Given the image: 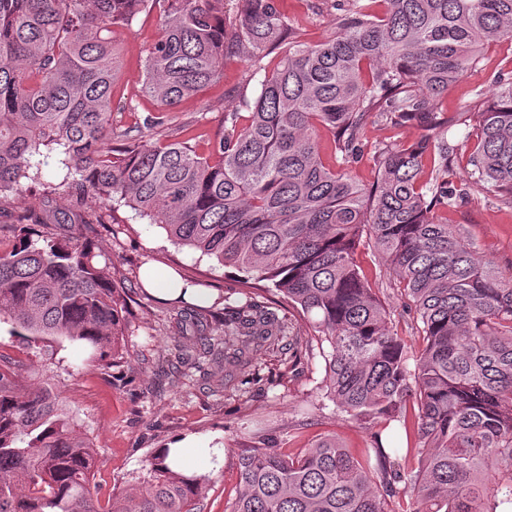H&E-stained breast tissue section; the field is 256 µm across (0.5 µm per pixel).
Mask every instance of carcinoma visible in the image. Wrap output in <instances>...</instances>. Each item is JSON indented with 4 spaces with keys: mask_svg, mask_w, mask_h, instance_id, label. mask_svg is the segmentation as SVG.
I'll list each match as a JSON object with an SVG mask.
<instances>
[{
    "mask_svg": "<svg viewBox=\"0 0 512 512\" xmlns=\"http://www.w3.org/2000/svg\"><path fill=\"white\" fill-rule=\"evenodd\" d=\"M228 2L0 0V202L40 182L51 154L63 172L0 248V323L30 341L84 343L114 365L125 292L83 233L38 227L115 224L109 206H126L173 243L271 282L329 346L324 398L361 425L397 421L406 433L399 450L374 435L359 457L331 435L297 456L262 438L239 449L240 489L224 512H394L388 499L400 496L405 512H512V275L441 217L473 190L512 209V70L472 113L470 180L459 186L448 131L464 114L441 105L484 47L512 43V0H331L336 30L316 44L285 0ZM155 8L161 32L142 83L155 109L133 135L112 119L138 111L114 102L113 28ZM230 62L247 67L238 108L204 141L180 137L170 113ZM373 122L420 136L370 146L366 186L348 167ZM365 233L421 323L416 350L356 264ZM220 323L217 342L201 336L196 357L180 352L171 365L220 359L244 372L271 352L291 368L309 356L298 323L269 300H228ZM16 375L0 364V512H200L208 476L187 478L158 454L149 480L102 508L95 450L60 393L48 382L21 389Z\"/></svg>",
    "mask_w": 512,
    "mask_h": 512,
    "instance_id": "carcinoma-1",
    "label": "carcinoma"
}]
</instances>
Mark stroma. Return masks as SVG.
<instances>
[{"label":"stroma","instance_id":"1","mask_svg":"<svg viewBox=\"0 0 512 512\" xmlns=\"http://www.w3.org/2000/svg\"><path fill=\"white\" fill-rule=\"evenodd\" d=\"M288 14L306 41L315 43L336 28V16L327 7L312 8L306 0H288ZM160 33L158 12L140 14L132 26L118 32L116 48L121 60L115 95L139 103L137 114L152 111L143 97V64L146 50ZM512 69V45L485 47L476 68L449 88L444 99L448 113L474 112L478 94L487 90L498 71ZM246 68L232 63L221 78L198 97L181 103L176 114L188 125L189 135L209 137L222 114L236 107V92ZM137 114L113 113L119 129L134 126ZM118 223L98 228L90 239L99 252L98 265L115 287L134 293L133 314L123 344L120 363L105 369L92 362L91 352L68 342L49 345L28 342L0 326V356L20 365H46L74 416L78 430L97 451L94 482L101 501L112 491L148 478L146 461L157 449L185 437H196L202 447L223 451L220 464L203 457L199 466L209 477L201 512H224L226 502L239 489L236 455L243 445L260 436L274 438L280 452L295 455L319 438L333 435L353 454L373 444V430L358 425L324 402L319 384L324 376L320 361L301 362L294 370L280 372L276 357H263L260 372L267 384L248 387L219 386L223 364L208 365L206 372L173 373L167 363L171 352L195 353L198 334L181 316L182 305L167 304L142 291L141 266L159 263L172 267L182 279L206 288L212 301L208 333H217L225 297L240 296L243 272L225 266L200 252L172 244L163 227L135 218L120 208ZM450 224L460 226L467 243L505 272L512 271V210L472 192L468 201L448 212ZM356 259L361 272L390 313L392 328L406 343L417 338V322L407 301L397 290L387 260L372 241L362 240Z\"/></svg>","mask_w":512,"mask_h":512}]
</instances>
